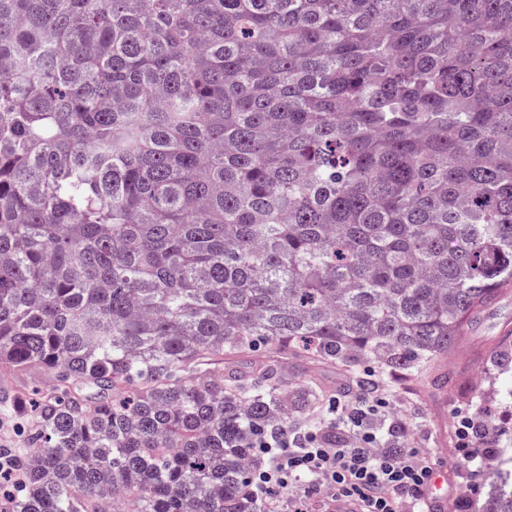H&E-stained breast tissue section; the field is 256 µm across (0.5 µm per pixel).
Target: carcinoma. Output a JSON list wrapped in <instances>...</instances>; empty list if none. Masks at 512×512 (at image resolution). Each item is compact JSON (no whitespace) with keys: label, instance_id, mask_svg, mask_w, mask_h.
<instances>
[{"label":"carcinoma","instance_id":"cac0c4a2","mask_svg":"<svg viewBox=\"0 0 512 512\" xmlns=\"http://www.w3.org/2000/svg\"><path fill=\"white\" fill-rule=\"evenodd\" d=\"M512 283V0H0V512H265L315 402ZM483 512H512V471ZM53 384L52 376L43 370L33 371L28 374L18 375L12 372H0L1 391L13 392L15 390L35 389L46 391Z\"/></svg>","mask_w":512,"mask_h":512}]
</instances>
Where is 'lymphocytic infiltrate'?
Instances as JSON below:
<instances>
[{
	"instance_id": "1",
	"label": "lymphocytic infiltrate",
	"mask_w": 512,
	"mask_h": 512,
	"mask_svg": "<svg viewBox=\"0 0 512 512\" xmlns=\"http://www.w3.org/2000/svg\"><path fill=\"white\" fill-rule=\"evenodd\" d=\"M381 394L356 390L330 399L320 423L255 441L265 464L253 479L254 493L275 512L285 490L302 485L289 512H336L347 504L350 512H425V495L434 469L421 449L413 446L388 451L367 426L369 415L389 409ZM457 452L467 465L470 483H477L499 451L490 429L472 408L454 412ZM343 432L341 443L330 442L324 430Z\"/></svg>"
}]
</instances>
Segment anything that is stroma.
<instances>
[{"label":"stroma","mask_w":512,"mask_h":512,"mask_svg":"<svg viewBox=\"0 0 512 512\" xmlns=\"http://www.w3.org/2000/svg\"><path fill=\"white\" fill-rule=\"evenodd\" d=\"M467 334L466 344L447 358L456 382L446 389L434 390L380 372L375 375L381 393L407 425L406 442L427 449L435 472L444 474L447 512H481L482 504L476 490L466 489L460 479L453 419L456 408L471 406L487 417L502 432L501 460H512V346L503 349L496 345L498 337L512 336V285L474 319ZM305 370L320 397L318 403L294 414L292 421L296 424L316 420L324 402L361 375L359 369L318 360L306 364Z\"/></svg>","instance_id":"obj_1"}]
</instances>
